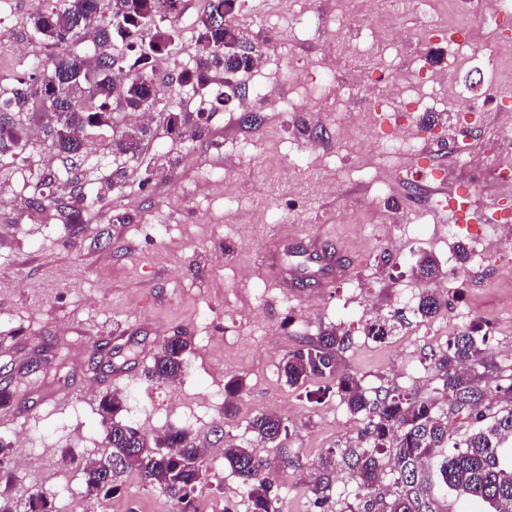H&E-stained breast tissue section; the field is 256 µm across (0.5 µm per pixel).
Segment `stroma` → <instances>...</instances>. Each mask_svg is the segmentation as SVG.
Masks as SVG:
<instances>
[{
  "instance_id": "obj_1",
  "label": "stroma",
  "mask_w": 512,
  "mask_h": 512,
  "mask_svg": "<svg viewBox=\"0 0 512 512\" xmlns=\"http://www.w3.org/2000/svg\"><path fill=\"white\" fill-rule=\"evenodd\" d=\"M453 2L449 11L443 0H421L396 15L409 43L393 57V74L414 75L423 57L452 53L439 37L443 13L449 23H462L471 53L512 42V13L495 18L472 0ZM46 6V0H0V27L31 47L25 58L0 53V71L11 83L48 59L30 27ZM204 8V0H183L180 13L167 18L175 41L152 72L166 99L185 112L184 134L168 131L160 104L149 111V134L137 156L113 148L110 129L89 131L88 161L75 175L96 204L83 211L81 232L69 222L79 203L70 185L55 180L61 163L42 147L38 126L28 130L34 146L24 159L0 157V198L15 202L0 207V387L13 394L0 438L25 462L21 470L0 467V490L21 500L43 495L53 512H180L175 496L135 473L114 493L85 497L84 466L107 453L99 401L110 392L126 396L121 420L148 439L185 429L211 448L196 512L251 510L246 487L224 461L228 440L275 462L273 489L283 512H319L307 490L312 465L328 449L358 445L365 416L351 413L334 392L312 400L320 380L288 385L282 373L288 351L326 330L347 333L340 372L370 392L398 388L438 400L454 431L460 419L450 414L430 360L450 332L483 324L492 379L512 377V274L494 258L463 263L456 253L473 237L493 238L494 226L464 224L459 237L449 236L436 209L426 208V195L402 188L371 202L365 185L380 159L367 144L338 135L350 113L365 107L364 98L345 99L323 83L312 91L322 115L288 106L298 93L293 66L318 68L325 44L339 36L338 12L358 15L361 0L341 8L336 0H241L234 24L269 67L193 93L176 77L195 65V20ZM259 78L271 97H254ZM460 78L484 110L467 124L457 108L439 102L435 123L420 138L422 161L450 185L477 187L487 209L512 207V188L497 184L491 153L497 106L481 70L461 65ZM229 85L233 100L213 109ZM459 143L484 155V165L459 167L453 152ZM288 234L296 249L314 235L343 247L351 276L323 291L313 282L284 291L265 260ZM422 254L440 271L458 270L447 306L428 318L401 302L426 287L411 274ZM398 307L406 316L399 335L383 343L365 336L375 313ZM175 335L189 337L192 350L173 396L147 371ZM232 376L242 379L243 390L228 415L224 382ZM261 412L287 421L285 441L256 438L249 423Z\"/></svg>"
}]
</instances>
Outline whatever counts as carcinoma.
<instances>
[{
    "label": "carcinoma",
    "instance_id": "1",
    "mask_svg": "<svg viewBox=\"0 0 512 512\" xmlns=\"http://www.w3.org/2000/svg\"><path fill=\"white\" fill-rule=\"evenodd\" d=\"M101 0H56L45 12L31 20L34 36L45 46L76 44L89 30L96 31L99 54L89 63L76 53H60L51 57L42 70L27 73L26 89L18 97L0 98V154L17 155L29 145L27 125L34 118H48L47 147L70 165L83 156L87 130L112 127V104L121 101L124 108L137 112L148 103L163 98L165 93L152 78L151 57L142 53L127 70L114 73L112 33L134 46L141 35L137 20L161 18L169 12L170 0H113L112 18L106 25L100 21ZM236 0H210L208 11L198 18V59L193 68L178 74V84L204 88L210 83L209 70L221 67L236 73L248 69L250 55L224 52L229 30L224 28V13H234ZM81 85L79 94H61L45 100L49 86L59 89ZM98 101L96 110L88 111L83 103ZM134 149H129L126 135L116 141L121 153L138 154L146 126L130 128ZM417 276L432 280L439 273L434 260L420 256L415 264ZM447 300L433 289L419 296L416 312L422 317L435 315ZM403 322L395 309L378 314L364 327L365 336L384 342L396 336ZM349 335L335 330L324 332L317 340L288 352L283 361L286 382L295 386L313 378L336 381V393L354 413H365L366 421L359 439L368 448H331L321 458L322 474L309 488L314 505L320 509L329 502L330 483L327 473L341 458L352 476L369 491L391 475L399 493L390 503L366 494L357 512H432L425 497L424 466L432 467L440 483L470 500L487 505V512H512V465L506 462L512 451V408L489 412L486 376L469 375L462 365L480 363L484 358L487 333L482 326L466 327L451 333L443 349L432 355L434 367L441 372L443 390L453 410L462 415L465 426L458 437L448 429V421L437 414L434 403L420 400L399 389L367 395L361 382L338 370L340 353L348 347ZM191 350L185 336L170 337L154 357L152 377L158 382L175 380L184 372V355ZM125 399L106 394L99 402V412L106 424L105 443L110 449L106 461L84 468V495L97 497L117 488L125 475L135 471L152 485L174 493L185 506L192 505L193 495L202 484L203 458L199 448L185 430H175L150 443L134 427L118 420ZM257 436L272 443L288 437L285 420L273 414H259L250 422ZM388 455L389 470H384L380 456ZM224 460L249 488L251 512H280L279 496L272 492L267 478L271 463L253 449L232 441L224 448Z\"/></svg>",
    "mask_w": 512,
    "mask_h": 512
}]
</instances>
